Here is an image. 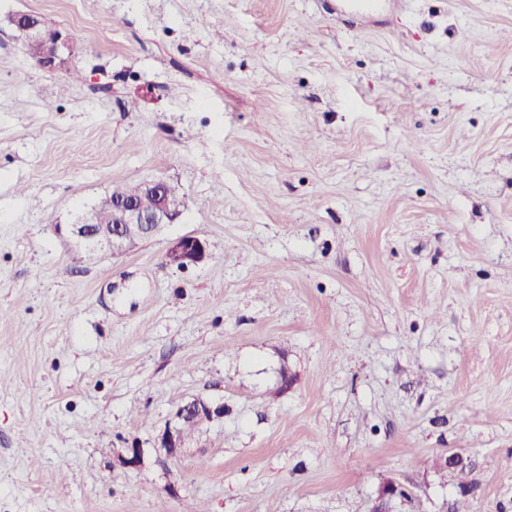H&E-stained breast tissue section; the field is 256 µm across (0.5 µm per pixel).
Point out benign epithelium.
Masks as SVG:
<instances>
[{
  "label": "benign epithelium",
  "instance_id": "7a95c632",
  "mask_svg": "<svg viewBox=\"0 0 512 512\" xmlns=\"http://www.w3.org/2000/svg\"><path fill=\"white\" fill-rule=\"evenodd\" d=\"M8 24L17 33L34 61L40 68L62 71L77 49L70 32L64 28L49 27L43 17L34 12H16L8 16ZM147 192L155 197V207L144 211L133 202H122L113 207L110 224H100L96 215L77 224L56 225L57 232H65L89 250L109 248L118 253L136 237L149 239L166 224H173L180 217L185 202L170 185L161 181L143 183ZM207 255V242L196 234H186L170 241L165 258L168 264L179 269L202 262ZM224 416V406L193 398L178 406L173 418L157 437V444L169 457L177 456L184 447L180 422L185 419L204 423ZM117 461L125 467L135 468L143 462V450L124 448L116 452ZM413 499L411 492L401 483L390 480L381 485L373 512H392L393 504Z\"/></svg>",
  "mask_w": 512,
  "mask_h": 512
}]
</instances>
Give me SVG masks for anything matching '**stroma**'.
<instances>
[{
  "label": "stroma",
  "instance_id": "obj_1",
  "mask_svg": "<svg viewBox=\"0 0 512 512\" xmlns=\"http://www.w3.org/2000/svg\"><path fill=\"white\" fill-rule=\"evenodd\" d=\"M17 11L78 49L0 26V512H450L453 453L512 512V0ZM149 179L185 207L137 249L56 234ZM194 397L224 415L167 457ZM8 24L34 56L37 66L46 71L64 70L77 49L68 30L47 26L38 13H12L8 16ZM207 255V242L196 234H186L171 240L165 252L169 265L185 269L202 262ZM223 405H214L199 398H193L178 406L173 418L157 437V444L164 448L167 457H176L179 449L184 447L180 431V422L185 419L197 420L200 424L223 417ZM412 499L413 495L404 485L391 479L381 485L376 500L377 508L373 512H392V505L397 500L409 502Z\"/></svg>",
  "mask_w": 512,
  "mask_h": 512
}]
</instances>
